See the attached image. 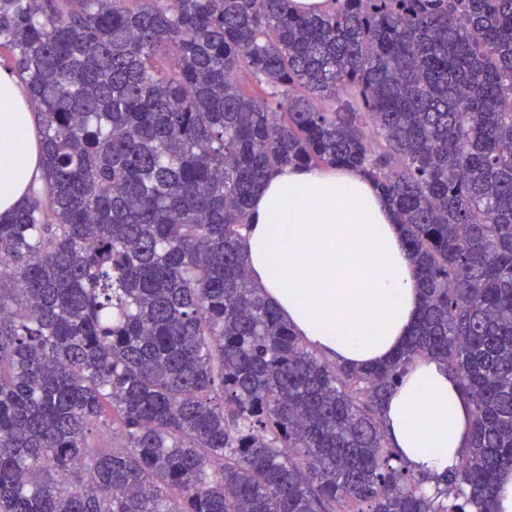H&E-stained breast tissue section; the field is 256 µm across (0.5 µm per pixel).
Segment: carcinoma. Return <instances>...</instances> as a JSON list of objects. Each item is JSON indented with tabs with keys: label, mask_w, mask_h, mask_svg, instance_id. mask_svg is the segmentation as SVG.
<instances>
[{
	"label": "carcinoma",
	"mask_w": 512,
	"mask_h": 512,
	"mask_svg": "<svg viewBox=\"0 0 512 512\" xmlns=\"http://www.w3.org/2000/svg\"><path fill=\"white\" fill-rule=\"evenodd\" d=\"M0 0L42 185L0 219V512H496L512 467V0ZM288 165L386 196L422 309L340 366L253 284ZM473 407L431 492L384 430L416 359Z\"/></svg>",
	"instance_id": "1"
}]
</instances>
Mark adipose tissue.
I'll return each instance as SVG.
<instances>
[{
	"label": "adipose tissue",
	"instance_id": "1",
	"mask_svg": "<svg viewBox=\"0 0 512 512\" xmlns=\"http://www.w3.org/2000/svg\"><path fill=\"white\" fill-rule=\"evenodd\" d=\"M42 171L37 116L17 76L0 70V215ZM242 247L255 284L285 321L336 363L391 359L421 310L414 264L387 200L360 172L287 166L254 197ZM414 473L460 467L472 410L439 361H417L383 412Z\"/></svg>",
	"mask_w": 512,
	"mask_h": 512
}]
</instances>
